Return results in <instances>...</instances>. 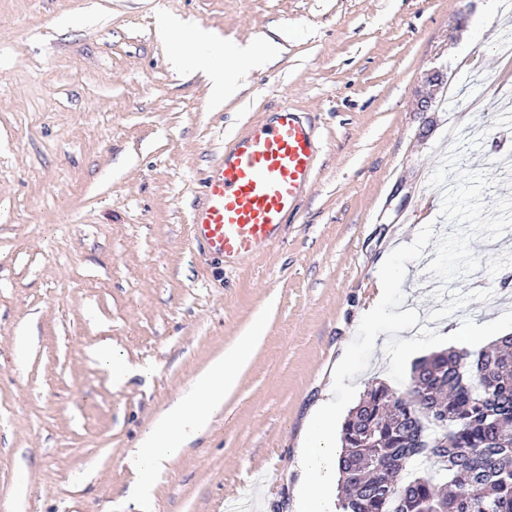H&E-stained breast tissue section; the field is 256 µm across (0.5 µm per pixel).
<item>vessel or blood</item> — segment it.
<instances>
[{"mask_svg": "<svg viewBox=\"0 0 512 512\" xmlns=\"http://www.w3.org/2000/svg\"><path fill=\"white\" fill-rule=\"evenodd\" d=\"M314 161L311 132L282 105L274 121L257 124L207 171L192 238L228 262L274 245L298 210Z\"/></svg>", "mask_w": 512, "mask_h": 512, "instance_id": "obj_1", "label": "vessel or blood"}]
</instances>
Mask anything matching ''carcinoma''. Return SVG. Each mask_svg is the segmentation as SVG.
I'll list each match as a JSON object with an SVG mask.
<instances>
[{"instance_id":"obj_1","label":"carcinoma","mask_w":512,"mask_h":512,"mask_svg":"<svg viewBox=\"0 0 512 512\" xmlns=\"http://www.w3.org/2000/svg\"><path fill=\"white\" fill-rule=\"evenodd\" d=\"M445 421L416 428L417 393ZM340 512H512V336L417 361L403 393L364 391L341 428Z\"/></svg>"}]
</instances>
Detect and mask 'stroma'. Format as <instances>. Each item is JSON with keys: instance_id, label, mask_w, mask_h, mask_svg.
Wrapping results in <instances>:
<instances>
[{"instance_id": "1", "label": "stroma", "mask_w": 512, "mask_h": 512, "mask_svg": "<svg viewBox=\"0 0 512 512\" xmlns=\"http://www.w3.org/2000/svg\"><path fill=\"white\" fill-rule=\"evenodd\" d=\"M165 13L224 50L278 37L279 58L218 101L204 70H175ZM493 0H0V512H141L126 459L156 415L263 318V337L210 434L155 479L153 512H294L306 418L368 308L378 271L420 227L453 232L429 178L448 150L512 195V84ZM443 71L429 111L427 72ZM320 151L278 243L225 267L189 232L207 168L280 102ZM481 266L441 304L427 246L407 263L404 309L444 333L512 309L497 289L512 228L475 238ZM142 367L113 386L102 338Z\"/></svg>"}]
</instances>
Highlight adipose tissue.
I'll list each match as a JSON object with an SVG mask.
<instances>
[{"instance_id": "ef3b65f1", "label": "adipose tissue", "mask_w": 512, "mask_h": 512, "mask_svg": "<svg viewBox=\"0 0 512 512\" xmlns=\"http://www.w3.org/2000/svg\"><path fill=\"white\" fill-rule=\"evenodd\" d=\"M157 28L159 34L172 43L180 66L187 69L202 65L200 49L210 42L207 32L188 27L165 14L158 16ZM279 51V43L271 38L257 45L234 46L229 54L231 67L209 73L216 97L235 93L242 59L267 63L273 61ZM259 339V330H252L239 337L224 354L214 357L195 375L190 391L161 412L153 428L128 457L130 467L143 477L139 487L142 499L152 500L153 476L168 470L183 455L188 444L204 435L215 417L222 413L224 399L237 386L243 370L250 364Z\"/></svg>"}]
</instances>
